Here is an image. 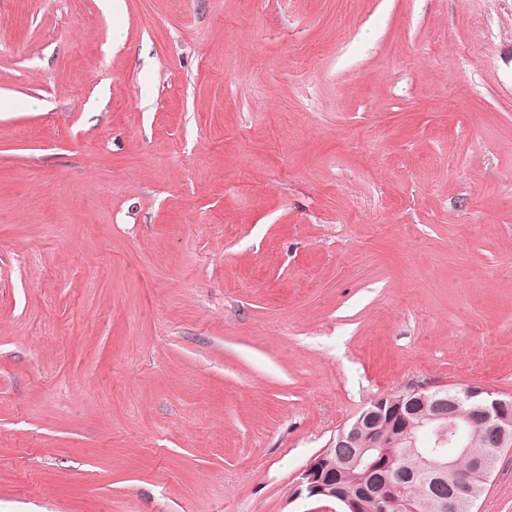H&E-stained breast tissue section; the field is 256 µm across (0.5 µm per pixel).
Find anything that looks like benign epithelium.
<instances>
[{
	"mask_svg": "<svg viewBox=\"0 0 512 512\" xmlns=\"http://www.w3.org/2000/svg\"><path fill=\"white\" fill-rule=\"evenodd\" d=\"M465 401L472 408L467 422L476 421L493 433L495 447H512L511 398L500 397L488 387L472 385L466 392ZM415 404L427 405L430 409L424 423L431 437L428 457L423 459L427 473L440 477L455 475L456 461L448 455V449L464 447V442L458 439L463 424L459 415L461 401L447 392L414 389L373 399L352 423L338 429L326 448L300 473L296 496L333 500L343 512H363L367 499L379 503L384 512L399 507L409 489L389 481L384 474V464L377 461L370 464L376 471L375 479L368 485L357 486L347 482L343 468L333 466L331 462L339 455V449L355 448L354 463H359L372 449L379 447L384 429L400 426L404 412Z\"/></svg>",
	"mask_w": 512,
	"mask_h": 512,
	"instance_id": "obj_1",
	"label": "benign epithelium"
}]
</instances>
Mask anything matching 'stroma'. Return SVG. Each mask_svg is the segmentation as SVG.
Returning a JSON list of instances; mask_svg holds the SVG:
<instances>
[{
	"label": "stroma",
	"instance_id": "35a3bbf8",
	"mask_svg": "<svg viewBox=\"0 0 512 512\" xmlns=\"http://www.w3.org/2000/svg\"><path fill=\"white\" fill-rule=\"evenodd\" d=\"M470 385L512 0H0V512H341L293 495L340 427Z\"/></svg>",
	"mask_w": 512,
	"mask_h": 512
}]
</instances>
